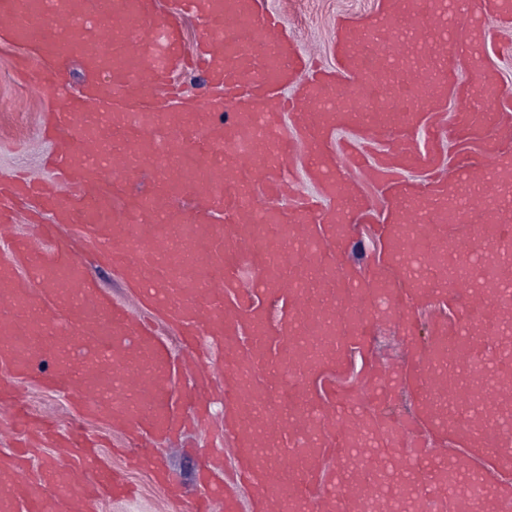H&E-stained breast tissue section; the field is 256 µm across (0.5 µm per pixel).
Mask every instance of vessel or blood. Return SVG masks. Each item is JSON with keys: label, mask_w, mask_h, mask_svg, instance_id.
<instances>
[{"label": "vessel or blood", "mask_w": 512, "mask_h": 512, "mask_svg": "<svg viewBox=\"0 0 512 512\" xmlns=\"http://www.w3.org/2000/svg\"><path fill=\"white\" fill-rule=\"evenodd\" d=\"M188 18L201 24L190 52ZM477 21L482 57H511L512 0H387L368 18H337L326 66L284 34L263 0H173L168 10L159 0H0V44L23 51L31 84L64 99L43 123L48 176L0 175V240L17 262L0 275V391L37 377L76 393L82 414L127 432L139 467L187 424L209 428L208 405L222 392L236 458L224 512H238V483L250 489L251 512H364L372 486L346 471L362 468L369 451L415 478L381 477L373 512H390L408 492L471 512L448 487L460 467L429 445L456 439L512 470V344L503 342L512 331V226H485L466 265L447 238L475 206L512 212L503 193L512 141L501 134L512 129V93L487 71L453 77L468 55L460 33ZM72 59L88 76L74 92L61 74ZM183 69L204 71L215 99L186 104L173 79ZM445 95L463 104L456 139L491 137L443 172L410 129L425 123L440 140L434 108ZM223 110L226 121H215ZM349 125L363 128V141L336 140ZM301 149L312 194L293 175ZM409 164L427 168L429 201L402 179ZM346 169L362 172L376 199L353 195ZM147 170L149 189H126ZM184 195L194 202L187 214L171 207ZM30 196L50 221L23 237L12 205ZM362 223L383 252L352 272L345 253ZM59 224L98 243L138 289L143 313L112 302L58 238ZM243 266L253 274L247 286ZM436 298L458 305L457 319L420 335L412 310ZM160 318L182 331L195 415L171 402L174 363ZM381 322L402 327L405 361L371 355ZM351 347L370 353L366 378L359 392H338L330 374ZM401 386L414 394V414L395 407ZM17 422L94 467L85 480L60 463L20 482L27 459L1 455L0 512H91L100 495L127 492L96 464L79 428L62 437L28 415Z\"/></svg>", "instance_id": "b4317fda"}]
</instances>
